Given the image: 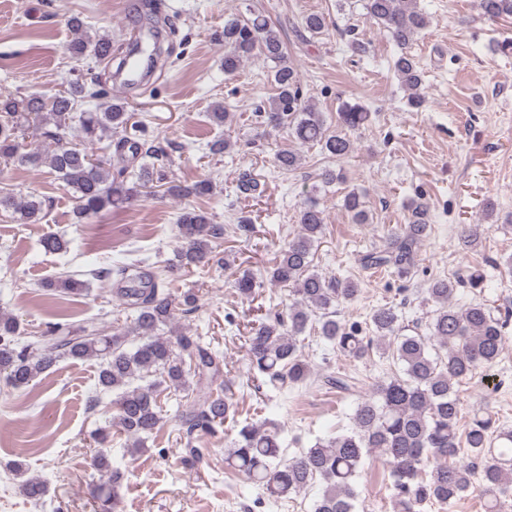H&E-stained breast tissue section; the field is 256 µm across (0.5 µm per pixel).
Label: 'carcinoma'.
Returning <instances> with one entry per match:
<instances>
[{
	"label": "carcinoma",
	"mask_w": 512,
	"mask_h": 512,
	"mask_svg": "<svg viewBox=\"0 0 512 512\" xmlns=\"http://www.w3.org/2000/svg\"><path fill=\"white\" fill-rule=\"evenodd\" d=\"M368 19L385 31L397 46L409 45L430 24L418 0H365ZM481 14L489 20L512 18V0H478ZM67 26L73 34L68 52L75 58L102 60L103 48H112L107 35L86 31L80 17L70 15ZM303 31L314 38L328 30L322 14L304 18ZM261 55L270 63L276 93L257 108L260 124L286 127L305 144H318L336 158L353 149L347 134L369 119L368 109L345 102L338 113V124H327L324 113L305 101L297 70L288 61L282 41L262 15L224 21V73L231 76L244 60ZM395 74L408 92V105L419 110L424 104L422 78L413 58L400 55ZM102 77L95 74L85 82H73L49 97L34 93L18 100L0 97V158L26 156L32 166H48L73 191V209L79 220L104 211L119 209L130 202L138 189L153 185L154 171L140 169L136 181L127 182L128 167L105 166L93 158V146L104 139H115V156L122 161L163 155L160 145L139 135L141 123L132 120L124 103L112 99L93 110H79L81 104L101 96ZM34 118L44 125V135L54 148L22 153L24 124ZM77 126L78 141L70 139ZM277 165L292 171L300 155L282 150ZM214 190L209 180L190 187L171 185V196L208 195ZM45 202L18 198L0 190V208L10 210L18 220L33 224L40 220ZM343 206L352 223H369L362 196L350 192ZM426 203L411 206L409 223L388 229L382 245L362 258L370 268H390L403 277L418 265L420 247L431 224ZM300 231L280 249L266 276L289 288L291 299L283 313L267 315L251 324L244 337L249 371L260 375L274 388L296 387L307 383L313 371L302 357L301 343L316 332L336 350L353 359H364L376 350L401 365V373L368 385L358 399L351 417V428L317 441L291 456L285 454L278 431L247 423L242 425L229 448L224 450L227 469L244 474L275 501L306 490L314 481L322 484L313 512H356L355 480L364 460L377 452L389 470L393 512H421L427 503L448 504L464 496L476 476L482 485L483 512H512V428L499 422L492 412L478 414L464 430H459L460 400L455 386L481 369L495 365L502 353L508 317L484 303L456 305L457 288L480 285L483 275L473 270L464 277L435 278L425 289V302L432 304L426 332L404 333L403 316L393 306L374 309L368 320V333L348 327L335 319L334 307L354 300L359 283L352 279L323 274L313 266V247L323 235V211L316 200L299 211ZM180 236L179 266L205 265L216 258L214 243L224 236V226L213 224L203 212L183 210L177 221ZM482 225L461 229L459 240L466 249L481 240ZM91 279L74 275L46 281L48 291L82 294L90 290V280L106 284L117 278L125 287L117 289L119 305L136 312L129 329L101 334L87 327L76 328L67 321L49 324L31 339L19 343L24 332L13 315L0 313V372L8 383L25 387L51 369L61 359L98 361V386L115 394V426L133 440L137 448L156 434L160 422L161 388L189 393V404L181 418L190 432L213 433L233 413V398L225 383H217L223 359L204 347L199 336L176 332V311L197 309V295L191 291L173 296L165 282L138 264L90 273ZM257 281L250 272L235 279L240 295H255ZM140 337L127 347L128 337ZM325 383L338 392L352 393L360 382L336 373ZM97 470L107 474L97 499L103 512L117 505L116 484L120 472L110 469L104 454L94 459ZM22 478V492L37 502L46 493L40 478L29 476L15 465Z\"/></svg>",
	"instance_id": "cac0c4a2"
}]
</instances>
